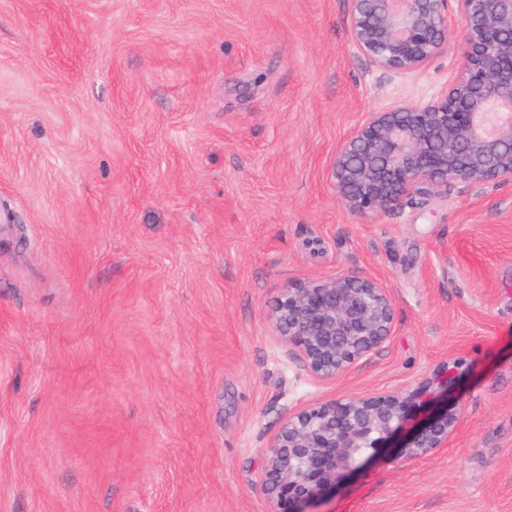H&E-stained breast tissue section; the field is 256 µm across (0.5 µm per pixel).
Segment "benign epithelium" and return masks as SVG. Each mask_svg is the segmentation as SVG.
Returning a JSON list of instances; mask_svg holds the SVG:
<instances>
[{
	"label": "benign epithelium",
	"mask_w": 512,
	"mask_h": 512,
	"mask_svg": "<svg viewBox=\"0 0 512 512\" xmlns=\"http://www.w3.org/2000/svg\"><path fill=\"white\" fill-rule=\"evenodd\" d=\"M349 26L376 69L417 72L454 43L460 63L423 104L373 112L336 147L331 178L352 212L370 215L451 183L485 190L512 182V0H350ZM275 333L312 377L335 379L391 336L395 307L371 277L341 274L291 284L272 313ZM450 372L405 394L333 400L286 416L271 437L262 482L273 512L318 506L373 458L406 460L448 447L458 414ZM442 405L426 420L424 404Z\"/></svg>",
	"instance_id": "1"
}]
</instances>
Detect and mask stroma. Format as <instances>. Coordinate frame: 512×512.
I'll return each mask as SVG.
<instances>
[{
  "instance_id": "stroma-1",
  "label": "stroma",
  "mask_w": 512,
  "mask_h": 512,
  "mask_svg": "<svg viewBox=\"0 0 512 512\" xmlns=\"http://www.w3.org/2000/svg\"><path fill=\"white\" fill-rule=\"evenodd\" d=\"M349 9L0 0V512H272L285 416L447 367V448L321 512H512V183L344 206L337 145L460 62L385 74ZM344 273L388 289L394 328L317 380L270 315Z\"/></svg>"
}]
</instances>
